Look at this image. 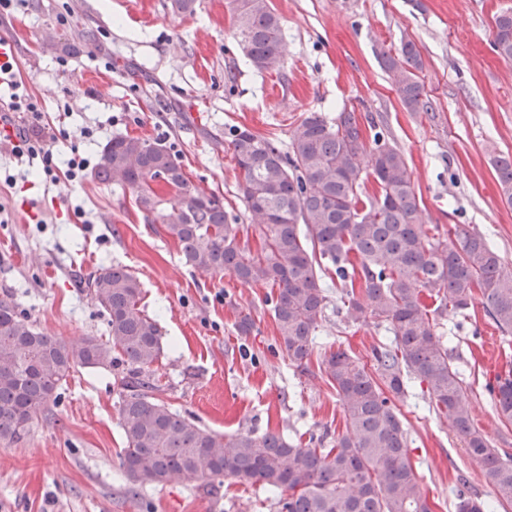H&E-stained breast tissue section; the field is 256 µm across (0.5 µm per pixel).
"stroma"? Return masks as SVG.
<instances>
[{
    "label": "stroma",
    "instance_id": "35a3bbf8",
    "mask_svg": "<svg viewBox=\"0 0 512 512\" xmlns=\"http://www.w3.org/2000/svg\"><path fill=\"white\" fill-rule=\"evenodd\" d=\"M282 23L285 61L257 71L245 57L227 0H197L192 15L171 0H27L0 16L16 52V78L43 110L59 168L84 158L81 180L41 179V164L17 165L0 146V295L9 294L39 331L70 342L108 330L79 282L101 267L127 266L141 283L140 310L155 319L163 351L155 366L163 398L197 424L230 436L278 432L294 442L335 437L344 414L319 371L343 347L370 360L389 341L374 320L349 324L329 295L308 372L283 354L266 290L228 274L185 265L177 242L151 223L130 192L93 177L102 147L117 135L165 138L188 178L244 215L239 170L224 140L231 125L288 142L309 113L336 122L355 112L382 128L405 156L427 224L484 235L512 271V205L493 159L512 153V60L493 48L495 14L512 0H271ZM414 41L419 80L432 111L401 101L383 54ZM254 322L240 335L241 317ZM477 426L512 453V422L485 388L512 360V337L481 300L465 314L438 316ZM121 367L82 368L28 437L0 444V512H279L272 494L226 481H185L130 493L120 466ZM399 405L422 486L436 512H454L465 477L494 495L480 467L419 384Z\"/></svg>",
    "mask_w": 512,
    "mask_h": 512
}]
</instances>
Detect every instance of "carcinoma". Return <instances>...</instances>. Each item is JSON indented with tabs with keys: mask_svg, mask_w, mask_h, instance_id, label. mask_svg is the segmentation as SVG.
<instances>
[{
	"mask_svg": "<svg viewBox=\"0 0 512 512\" xmlns=\"http://www.w3.org/2000/svg\"><path fill=\"white\" fill-rule=\"evenodd\" d=\"M235 34L251 64L277 72L284 64L280 17L270 0H229ZM494 47L512 59V10L495 18ZM403 104L429 111L419 81L416 44L383 55ZM225 140L241 176L249 224L258 236L241 245L238 217L214 194L193 185L163 139L112 137L101 149L95 179L129 191L141 211L177 241L185 263L212 275L270 288L265 303L288 361L307 370L326 308L322 278L341 288L344 320L372 318L392 339L365 362L338 347L319 369L336 391L345 431L329 448L251 431L230 437L172 410L153 366L162 353L155 320L138 308L141 283L123 265L102 267L85 291L107 317V339L65 342L39 331L13 298H0V442L25 440L79 368L123 366L118 392L125 448L121 466L135 487L228 479L280 494V512H434L412 462L405 418L396 400L409 381L425 386L434 411L463 437L481 465L495 501L512 505V454H500L475 425L462 379L438 332L437 316L467 309L475 293L504 334L512 332V273L478 232L456 227V241L423 230L425 218L403 153L376 125L364 130L352 112L336 124L312 113L293 130L288 148L233 125ZM377 185L363 196L364 164ZM494 169L512 204V158ZM436 303L427 309L423 298ZM487 391L498 416L512 422V367ZM455 512H491L467 480L455 489Z\"/></svg>",
	"mask_w": 512,
	"mask_h": 512,
	"instance_id": "cac0c4a2",
	"label": "carcinoma"
}]
</instances>
